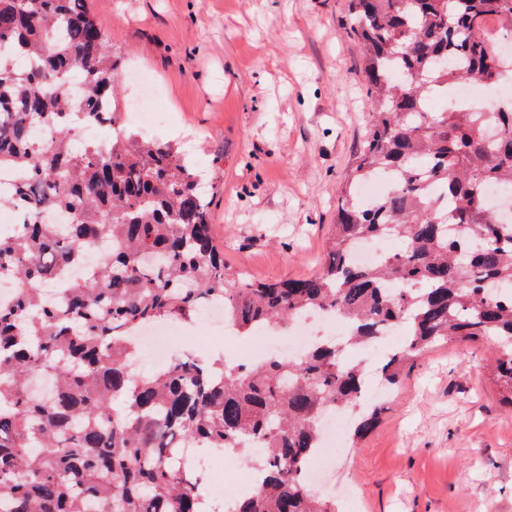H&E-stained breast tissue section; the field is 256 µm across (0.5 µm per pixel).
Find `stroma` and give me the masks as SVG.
I'll return each instance as SVG.
<instances>
[{
    "label": "stroma",
    "instance_id": "1",
    "mask_svg": "<svg viewBox=\"0 0 512 512\" xmlns=\"http://www.w3.org/2000/svg\"><path fill=\"white\" fill-rule=\"evenodd\" d=\"M128 58L120 99L157 88L143 136L180 144L208 183L230 273L303 278L324 261L370 100L348 0H87ZM487 343L426 352L377 425L327 473L344 512H512V407Z\"/></svg>",
    "mask_w": 512,
    "mask_h": 512
}]
</instances>
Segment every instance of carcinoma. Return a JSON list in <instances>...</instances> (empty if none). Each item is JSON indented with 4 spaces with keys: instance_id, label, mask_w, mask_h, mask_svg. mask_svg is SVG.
Listing matches in <instances>:
<instances>
[{
    "instance_id": "cac0c4a2",
    "label": "carcinoma",
    "mask_w": 512,
    "mask_h": 512,
    "mask_svg": "<svg viewBox=\"0 0 512 512\" xmlns=\"http://www.w3.org/2000/svg\"><path fill=\"white\" fill-rule=\"evenodd\" d=\"M349 15L371 112L328 258L310 277L257 283L225 272L209 193L180 147L123 124L124 62L86 0H0V47L34 62L26 72L0 62V168L28 174L15 198L0 197L22 213L0 231V279L17 288L0 307V512H203L179 441L262 450L261 484L235 496L232 512H336V498L305 476L323 413L361 400L363 369L336 348L257 364L181 356L132 372L131 329L208 301L224 303L242 336L315 309L342 314L355 343L404 327L406 343L381 368L391 386L428 350L480 339L512 405V220L484 205L487 187L512 191V101L429 108L474 75L512 80V61L485 32L494 19L512 34V0H349ZM75 77L78 103L65 93ZM89 124L111 126L112 142H75ZM384 172L398 176L384 197H356L360 181ZM48 210L71 220L48 224ZM450 224L462 238H448ZM389 232L398 252L369 267L354 261L361 242ZM93 252L85 280L50 303L56 279ZM35 376L54 380L49 395L32 394ZM381 411L364 409L354 436Z\"/></svg>"
}]
</instances>
